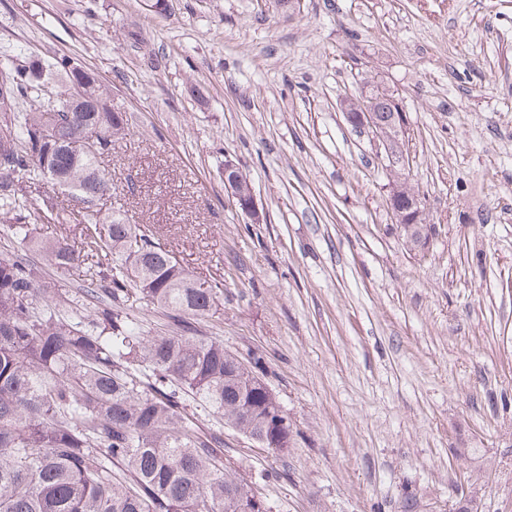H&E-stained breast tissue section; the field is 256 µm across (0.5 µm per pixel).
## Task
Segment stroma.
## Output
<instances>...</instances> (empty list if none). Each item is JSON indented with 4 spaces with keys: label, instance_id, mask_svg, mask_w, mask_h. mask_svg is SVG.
Masks as SVG:
<instances>
[{
    "label": "stroma",
    "instance_id": "1",
    "mask_svg": "<svg viewBox=\"0 0 512 512\" xmlns=\"http://www.w3.org/2000/svg\"><path fill=\"white\" fill-rule=\"evenodd\" d=\"M8 44L110 87L113 200L223 281L196 329L261 357L290 425L285 453L224 430L268 512H512V0H0ZM376 81L403 174L346 121ZM402 178L422 251L390 219ZM237 164L231 159H225L224 161V189L230 194L235 206H237L244 214L249 215L253 218L256 217V202L254 194L248 200H244L240 196L239 189L242 193L250 194L251 185L247 181L246 176L240 173L241 180L237 178ZM239 187V188H238Z\"/></svg>",
    "mask_w": 512,
    "mask_h": 512
}]
</instances>
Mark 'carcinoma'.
Here are the masks:
<instances>
[{
    "mask_svg": "<svg viewBox=\"0 0 512 512\" xmlns=\"http://www.w3.org/2000/svg\"><path fill=\"white\" fill-rule=\"evenodd\" d=\"M82 67L62 55L44 64L0 49V78L11 87L0 130V222L27 242L32 224H78L100 261L81 297L39 282L64 277L78 255L65 240L27 242L0 253V512H235L224 496L253 483L224 462V426L251 425L242 386L260 380L199 336L193 322L218 307L224 283L195 287L173 253L126 222L99 160L125 135L120 112L100 111L109 90L94 79L74 96ZM395 96L377 92L375 124L401 139ZM94 131L100 147H75ZM39 179L68 191V204L33 206L23 188ZM141 297L167 313L172 334L146 336L124 312ZM262 412L282 407L266 388L251 391ZM219 416L206 425L207 417Z\"/></svg>",
    "mask_w": 512,
    "mask_h": 512,
    "instance_id": "cac0c4a2",
    "label": "carcinoma"
}]
</instances>
